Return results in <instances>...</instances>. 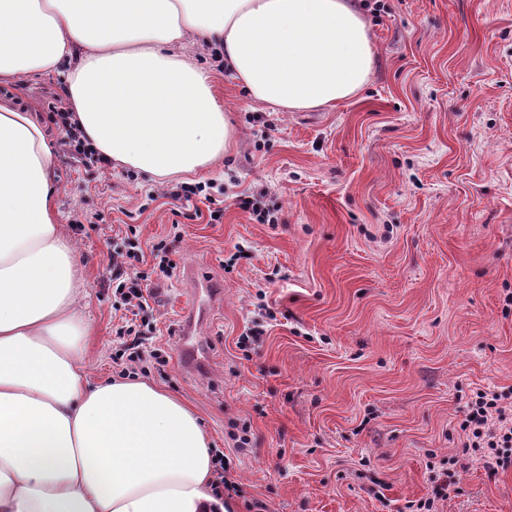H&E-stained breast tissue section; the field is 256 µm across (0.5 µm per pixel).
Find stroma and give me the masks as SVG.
<instances>
[{
  "label": "stroma",
  "mask_w": 512,
  "mask_h": 512,
  "mask_svg": "<svg viewBox=\"0 0 512 512\" xmlns=\"http://www.w3.org/2000/svg\"><path fill=\"white\" fill-rule=\"evenodd\" d=\"M382 2L363 13L373 75L331 109L256 104L189 42L236 128L223 173L196 177L222 201L220 223L144 175L58 155L91 382L117 375L113 329L126 312L107 253L128 228L146 250L177 228L173 260L224 289L204 328L209 370L188 373L175 331L189 292L178 274L154 288L148 345L169 362L145 380L195 407L229 459L244 489L229 512L257 500L267 512H410L451 466L461 480L436 512H512V467L488 474L458 428L474 391L512 397V0ZM0 98L41 113L66 103L61 78L36 74L1 83ZM257 193L280 223L238 208ZM262 301L276 318L241 349ZM243 422L242 449L232 434Z\"/></svg>",
  "instance_id": "obj_1"
}]
</instances>
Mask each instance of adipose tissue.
I'll use <instances>...</instances> for the list:
<instances>
[{"instance_id":"adipose-tissue-1","label":"adipose tissue","mask_w":512,"mask_h":512,"mask_svg":"<svg viewBox=\"0 0 512 512\" xmlns=\"http://www.w3.org/2000/svg\"><path fill=\"white\" fill-rule=\"evenodd\" d=\"M197 37L252 99L335 107L377 62L354 0H0V82L60 76L112 164L156 179L219 169L232 128ZM58 147L0 100V512H226L191 406L144 381L91 383Z\"/></svg>"}]
</instances>
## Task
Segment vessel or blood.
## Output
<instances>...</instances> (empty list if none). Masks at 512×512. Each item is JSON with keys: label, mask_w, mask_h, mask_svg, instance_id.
Wrapping results in <instances>:
<instances>
[{"label": "vessel or blood", "mask_w": 512, "mask_h": 512, "mask_svg": "<svg viewBox=\"0 0 512 512\" xmlns=\"http://www.w3.org/2000/svg\"><path fill=\"white\" fill-rule=\"evenodd\" d=\"M184 281L191 290L192 302L183 316V330L178 352L186 370H195L207 350V341L200 329L209 321L220 304L224 291L217 288L195 266H187Z\"/></svg>", "instance_id": "vessel-or-blood-1"}]
</instances>
